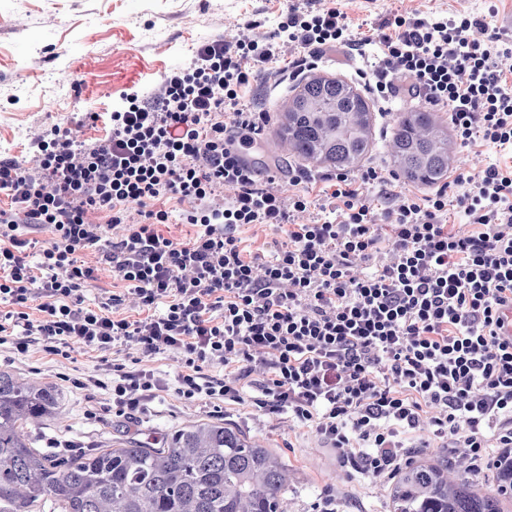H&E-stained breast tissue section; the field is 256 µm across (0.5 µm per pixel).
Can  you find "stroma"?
Returning a JSON list of instances; mask_svg holds the SVG:
<instances>
[{
  "instance_id": "obj_1",
  "label": "stroma",
  "mask_w": 512,
  "mask_h": 512,
  "mask_svg": "<svg viewBox=\"0 0 512 512\" xmlns=\"http://www.w3.org/2000/svg\"><path fill=\"white\" fill-rule=\"evenodd\" d=\"M294 5L337 8L363 31L397 12L416 18L469 13L512 40L504 24L512 0H0V157L34 166L35 140L61 123L81 141L102 136L104 121H88L86 113L111 111L135 88L158 92L165 73L188 63L201 43L272 34ZM294 56V49H285L274 69L257 72L252 83L270 120L248 158L283 178L303 165L274 137L276 116L299 82ZM132 355L125 347L101 352L76 343L64 357L38 345L24 354L0 345V370L52 383L61 392L59 413L27 428L34 447L153 443L183 426L218 420L280 455L289 472L286 512H312L314 502L327 496L338 512H390L391 477L341 467L335 449L288 412L258 411L254 390L219 410L206 400L179 397L176 351L143 357V367L165 387L134 417L116 415L111 394L95 382L110 378L109 362L127 365ZM76 379L82 388L73 387Z\"/></svg>"
}]
</instances>
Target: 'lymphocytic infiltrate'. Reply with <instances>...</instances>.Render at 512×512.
Masks as SVG:
<instances>
[{
	"mask_svg": "<svg viewBox=\"0 0 512 512\" xmlns=\"http://www.w3.org/2000/svg\"><path fill=\"white\" fill-rule=\"evenodd\" d=\"M483 26L465 14H398L367 35L339 9H292L272 35L199 45L153 96L124 94L104 137L85 143L56 125L36 143L37 169L0 159V195L10 201L0 206V344L24 353L38 343L53 355L72 340L144 355L176 349L177 392L187 400L241 401V388L205 370L220 364L244 381L258 363L255 406L315 428L354 471L393 474L410 460L407 439L426 430L464 473L487 468L495 449L512 447V337L500 333V312L512 306V165L492 163L479 180L460 174L422 195L396 193L379 216L370 192H386L392 179L382 167L301 170L283 183L248 164L244 151L265 116L240 105L282 46L298 50V69L372 46L375 60L358 76L375 100H424L448 110L461 146L512 149V75L498 67L512 41L494 31L471 39ZM165 198L184 210L172 214ZM132 202L140 219L131 224ZM313 206L321 222H293L292 212ZM98 212L108 224L92 222ZM175 220L193 236H165ZM40 224L52 225L54 238L38 247L22 228ZM111 224L124 225L119 240L108 237ZM256 226L284 238L253 249L240 232ZM86 251L138 297L143 318L110 314L118 294L84 305L93 278L80 260ZM104 387L117 414L130 416L163 383L116 364Z\"/></svg>",
	"mask_w": 512,
	"mask_h": 512,
	"instance_id": "lymphocytic-infiltrate-1",
	"label": "lymphocytic infiltrate"
}]
</instances>
